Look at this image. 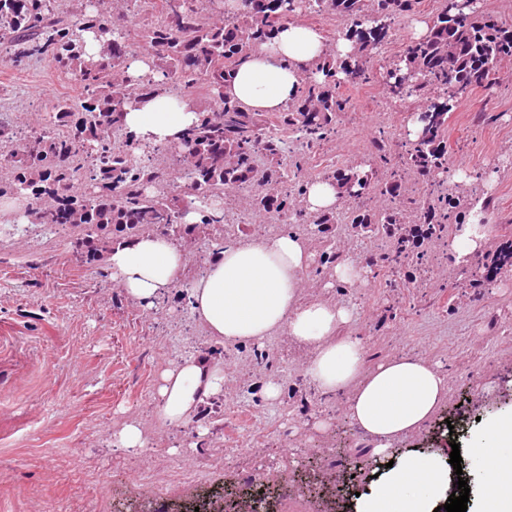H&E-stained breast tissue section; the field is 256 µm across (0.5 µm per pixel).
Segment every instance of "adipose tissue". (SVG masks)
<instances>
[{
	"label": "adipose tissue",
	"mask_w": 512,
	"mask_h": 512,
	"mask_svg": "<svg viewBox=\"0 0 512 512\" xmlns=\"http://www.w3.org/2000/svg\"><path fill=\"white\" fill-rule=\"evenodd\" d=\"M330 49L343 58L352 44L342 38L327 46L316 28L287 22L271 43L240 62L224 93L248 112L281 111L301 77L313 73L314 63ZM197 119L192 101L162 93L137 100L122 123L140 143L174 146ZM488 246V235L458 225L448 253L459 276L471 271L474 255ZM312 257L309 239L295 232L251 238L224 246L185 286L188 252L162 234L146 232L113 246L106 263L116 288L145 309L185 287L191 314L211 340L234 345L285 332L307 351L305 375L321 396L342 399L346 416L370 437L373 456L395 460L355 499L354 512H435L449 489L440 454L401 452L396 444L420 434L443 408L448 375L439 364L412 354L365 368L361 339L342 332L355 320L354 307L303 296ZM223 391V362L182 359L160 375L158 419L168 428H182L200 404ZM465 452L484 475L480 512H512V410L488 420Z\"/></svg>",
	"instance_id": "adipose-tissue-1"
}]
</instances>
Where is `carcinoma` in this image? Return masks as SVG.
<instances>
[{"label":"carcinoma","mask_w":512,"mask_h":512,"mask_svg":"<svg viewBox=\"0 0 512 512\" xmlns=\"http://www.w3.org/2000/svg\"><path fill=\"white\" fill-rule=\"evenodd\" d=\"M155 4L159 15L142 31L141 41L162 54L163 80L143 79L136 83V93L127 95L115 76L125 75L129 29L112 13V0H106L100 12L82 10L80 0H0V46L9 49L10 60L21 64L46 59L84 86L80 104L56 103L30 126L22 148L8 152L7 163L0 169V197L31 200L27 212L31 225H72L98 257L111 248L114 227L129 238L155 230L174 240L198 233L218 241L224 236V221L210 218L209 211L216 200L224 199V191L246 183L271 186L278 182L286 141L264 136L266 119L244 111L221 89L237 65L271 40L293 13L304 9L346 18L348 37L355 46L347 59L325 56L317 65L322 79L302 78L295 97L278 116L285 129L311 148L326 137L336 113L344 109L340 85L374 78L373 50L385 41L391 21L413 12L418 0H240L237 12L220 23L213 15L224 9V0H155ZM86 32L94 33L101 43L96 57L86 55ZM506 61H512V24L464 0H445L432 18L430 35L410 41L381 73L388 101L424 102L417 141L396 158L387 152L385 131L380 129L379 168L364 176L333 171L326 178L335 180L349 199L361 197L373 178L379 192L396 197L410 174L437 175L448 170V112ZM197 85L206 89L213 107L199 112L197 123L180 145L154 146L141 156L137 154L140 146L129 138L122 148L113 145L111 133L122 129L121 116L132 101L158 90L177 98L179 90ZM80 154L93 162L76 166ZM259 154L269 161L263 172L256 166ZM168 156L177 158L187 180L179 190L154 164ZM304 191L302 182L293 193L257 189L249 205L265 215L303 217L326 239L336 215L304 213ZM472 208L445 193L436 179L409 200L426 238L441 235L448 213ZM190 210L202 215L201 222L191 227L183 222ZM398 223L396 213L359 212L352 216L349 229L365 236L389 232ZM413 262L411 251L399 242L381 254L374 273L385 276L391 287L402 283L419 288L421 284L404 273ZM485 269L488 280L512 271L511 240Z\"/></svg>","instance_id":"cac0c4a2"}]
</instances>
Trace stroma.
<instances>
[{
    "instance_id": "obj_1",
    "label": "stroma",
    "mask_w": 512,
    "mask_h": 512,
    "mask_svg": "<svg viewBox=\"0 0 512 512\" xmlns=\"http://www.w3.org/2000/svg\"><path fill=\"white\" fill-rule=\"evenodd\" d=\"M441 0H421L398 17L376 56L385 64L413 38V24L431 19ZM83 87L48 61L16 67L0 52V120L40 121L46 106L78 102ZM349 106L328 141L307 153L305 182L375 157L379 130L390 152L409 143L408 105L379 114V81L345 86ZM448 172L490 173L485 229L492 247L512 238V169L493 172V160L512 152V62L474 89L448 117ZM395 243L386 234L361 238L339 231L331 244L339 258L370 264ZM420 250L430 270L426 288L395 292L369 278L351 293L332 284L334 267L312 261L307 296L349 302L357 319L366 366L398 353L437 362L448 375L447 417L463 424L465 440L485 420L512 408V274L484 279L485 255L474 260L479 287L459 278L443 240ZM223 359L224 395L204 403L189 426L173 431L155 415L160 371L180 358ZM306 352L286 334L259 342L208 341L193 321L181 289L147 311L114 288L104 261L82 246L72 228L31 226L0 233V512H126L146 502L157 512L198 494L245 488L269 469L293 472L301 458L327 464L335 450L337 474L363 490L378 464L353 456L368 437L322 398L303 371ZM280 386L267 399L268 382ZM138 419L148 446L133 456L111 445L113 432ZM325 429H317L318 420ZM214 463L191 481L201 455Z\"/></svg>"
}]
</instances>
